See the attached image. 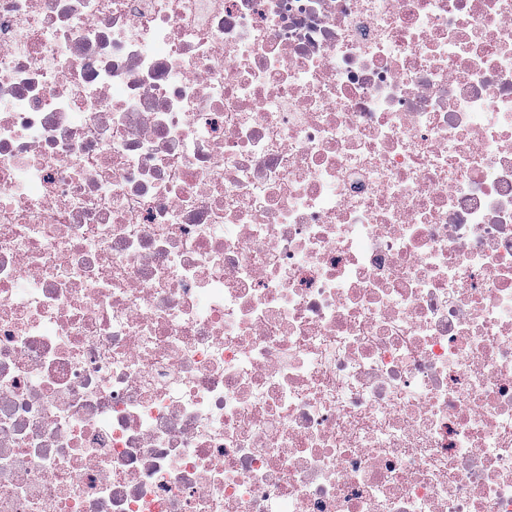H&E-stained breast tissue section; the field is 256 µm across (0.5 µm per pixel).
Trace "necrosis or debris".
<instances>
[{"label":"necrosis or debris","instance_id":"4bbe7bcc","mask_svg":"<svg viewBox=\"0 0 512 512\" xmlns=\"http://www.w3.org/2000/svg\"><path fill=\"white\" fill-rule=\"evenodd\" d=\"M0 512H512V0H0Z\"/></svg>","mask_w":512,"mask_h":512}]
</instances>
